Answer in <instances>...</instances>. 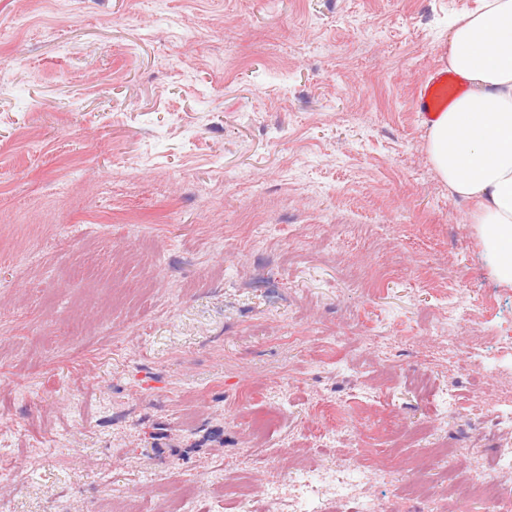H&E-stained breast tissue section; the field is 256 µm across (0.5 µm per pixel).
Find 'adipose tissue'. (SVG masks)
Returning a JSON list of instances; mask_svg holds the SVG:
<instances>
[{
	"label": "adipose tissue",
	"instance_id": "adipose-tissue-1",
	"mask_svg": "<svg viewBox=\"0 0 512 512\" xmlns=\"http://www.w3.org/2000/svg\"><path fill=\"white\" fill-rule=\"evenodd\" d=\"M450 71L465 85L430 122L427 150L470 223L491 275L512 285V0H484L454 21Z\"/></svg>",
	"mask_w": 512,
	"mask_h": 512
}]
</instances>
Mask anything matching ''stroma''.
Here are the masks:
<instances>
[{
	"label": "stroma",
	"mask_w": 512,
	"mask_h": 512,
	"mask_svg": "<svg viewBox=\"0 0 512 512\" xmlns=\"http://www.w3.org/2000/svg\"><path fill=\"white\" fill-rule=\"evenodd\" d=\"M480 4L0 0V512H209L298 448L483 512L512 287L416 110ZM465 480L471 489L472 497L488 505H493L498 501L501 494L500 489L504 487L501 482L480 471L468 473Z\"/></svg>",
	"instance_id": "obj_1"
}]
</instances>
